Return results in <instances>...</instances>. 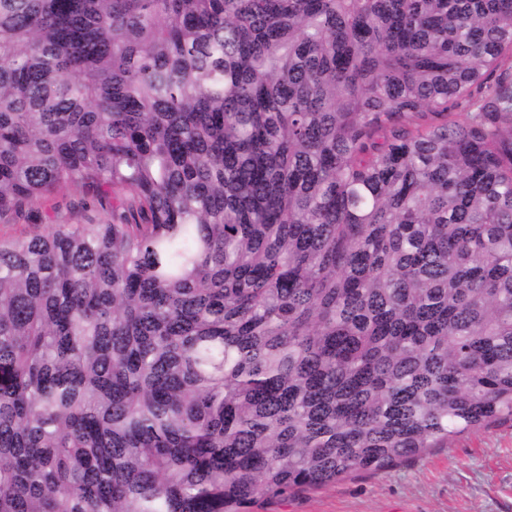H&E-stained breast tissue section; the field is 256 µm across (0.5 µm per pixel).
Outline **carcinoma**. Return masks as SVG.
<instances>
[{
	"mask_svg": "<svg viewBox=\"0 0 512 512\" xmlns=\"http://www.w3.org/2000/svg\"><path fill=\"white\" fill-rule=\"evenodd\" d=\"M0 512H248L512 416V0H0ZM112 220V194L93 199L81 186L53 194L0 213V236L30 237L48 224H105Z\"/></svg>",
	"mask_w": 512,
	"mask_h": 512,
	"instance_id": "cac0c4a2",
	"label": "carcinoma"
}]
</instances>
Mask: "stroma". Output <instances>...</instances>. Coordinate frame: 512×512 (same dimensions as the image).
<instances>
[{"label":"stroma","instance_id":"obj_1","mask_svg":"<svg viewBox=\"0 0 512 512\" xmlns=\"http://www.w3.org/2000/svg\"><path fill=\"white\" fill-rule=\"evenodd\" d=\"M111 219V196L96 199L68 186L0 213V236L30 237L49 224ZM251 512H512V417L391 469L259 500Z\"/></svg>","mask_w":512,"mask_h":512}]
</instances>
